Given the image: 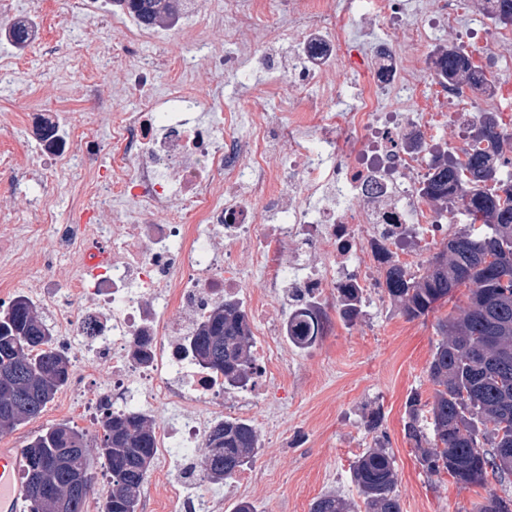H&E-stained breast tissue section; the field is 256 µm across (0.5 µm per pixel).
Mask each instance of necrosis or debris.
Returning <instances> with one entry per match:
<instances>
[{
    "instance_id": "obj_1",
    "label": "necrosis or debris",
    "mask_w": 512,
    "mask_h": 512,
    "mask_svg": "<svg viewBox=\"0 0 512 512\" xmlns=\"http://www.w3.org/2000/svg\"><path fill=\"white\" fill-rule=\"evenodd\" d=\"M69 5L111 32L99 54L125 57L118 80L136 105L113 113L105 138L91 124L68 129L62 115H21L31 160L21 166L0 151V169L39 192L25 215L0 209V263L11 264L21 241L47 233L60 259L100 247L105 260L76 270L69 288L33 293L51 314L60 349L112 366L95 397L72 387L66 410L96 421L117 400L138 401L157 418L154 455L165 465L145 512H222L198 449L224 418V380L198 370L186 344L215 304L246 300L256 318L254 382L233 404L253 415L288 358L280 337L295 313L325 312L338 288L371 287L372 272L408 239L450 233L447 213L414 192L423 159L405 149L403 134L412 125L433 128L432 115L413 106L423 85L418 54L457 36L461 0H285L286 25L262 29L267 0H224V48L208 53L206 65L242 85L259 65L269 90L288 84L267 118L259 98L247 116L220 97L189 94L196 65L187 57L173 65L178 81L163 89L155 69L137 63L143 43L195 28L198 0H181L175 28L141 26L111 0ZM340 16L355 20L381 67L339 120ZM283 43L292 50L284 64L273 54ZM340 125L351 136L343 149ZM75 177L93 203L77 223H55L50 200ZM250 283L257 290L244 295ZM171 463L179 478L169 477Z\"/></svg>"
}]
</instances>
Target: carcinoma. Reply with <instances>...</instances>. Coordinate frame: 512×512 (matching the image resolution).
Here are the masks:
<instances>
[{
  "label": "carcinoma",
  "instance_id": "cac0c4a2",
  "mask_svg": "<svg viewBox=\"0 0 512 512\" xmlns=\"http://www.w3.org/2000/svg\"><path fill=\"white\" fill-rule=\"evenodd\" d=\"M123 3L145 26L170 19V0H113ZM478 11L495 28L512 26V0H477ZM432 77L443 85H465L492 96L494 82L462 45L448 42L430 55ZM512 144V127L498 112L484 111L465 127L462 154L427 146L416 132L408 148L428 155L427 172L418 181V197L464 217V227L448 235L442 249L427 260L423 273L386 262L383 288L409 320L434 310L460 286L467 301L437 324L439 339L428 367L432 401L414 393L407 401L403 433L427 478L446 473L463 487H483L477 512H512V496L487 488L488 478L512 477V207L500 193L512 194V160L501 156ZM359 288L336 295L339 317L354 321L362 312ZM329 318L300 311L288 324V338L299 348L313 347L327 332ZM199 365L224 377L230 387L246 382L253 366V336L247 313L225 302L216 306L191 338ZM71 379L67 353L52 346L50 328L28 297L16 296L0 309V432L37 418ZM97 444L107 486L104 512H137L141 489L154 458L152 421L125 409L102 420ZM86 433L67 422L33 436L25 448L23 481L32 512H84L86 494L67 496L71 479L88 487L94 473ZM205 477L222 484L253 461L260 448L257 428L226 418L206 438ZM359 501L335 492L317 497L310 512H402L392 449L381 437L351 467Z\"/></svg>",
  "mask_w": 512,
  "mask_h": 512
}]
</instances>
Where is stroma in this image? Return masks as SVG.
<instances>
[{"label":"stroma","mask_w":512,"mask_h":512,"mask_svg":"<svg viewBox=\"0 0 512 512\" xmlns=\"http://www.w3.org/2000/svg\"><path fill=\"white\" fill-rule=\"evenodd\" d=\"M336 24L347 39L339 50L343 66L335 81L347 94L373 80L375 65L367 42L355 35L354 23L340 18ZM47 58L44 49L29 54L26 83L0 80V149L21 158L27 144L17 136L16 123L31 105L45 110L60 106L75 125L93 121L105 127L110 113L128 111L135 103L133 97L120 95L105 110L95 111L77 96L59 101L62 75L58 68L47 66ZM265 86L266 75L260 70L244 86L205 70L200 82L188 91L193 95L221 93L231 108L248 112ZM51 241L48 234L33 240L27 255L12 270H0V279L10 284L13 294L31 295L45 281L68 287L72 271L67 261L43 265L31 260L32 255L49 254ZM466 293V288H458L452 301L409 320L378 288L367 292V305L353 322L333 318L330 330L315 347L292 351L266 403L277 427L260 432L262 448L252 462L259 478L243 491L230 480L219 485L225 505L245 498L256 505L257 512H309L313 500L329 490L356 497L350 467L372 446L378 433L388 439L395 454L402 512H475L486 488H459L446 474L438 481L428 480L403 434L408 396L416 392L428 401L433 395L428 367L437 340L436 322L464 304ZM66 396V391H59L39 417L0 433V444L25 447L36 434L62 423ZM369 405L381 411L380 427L374 434L365 426Z\"/></svg>","instance_id":"35a3bbf8"}]
</instances>
